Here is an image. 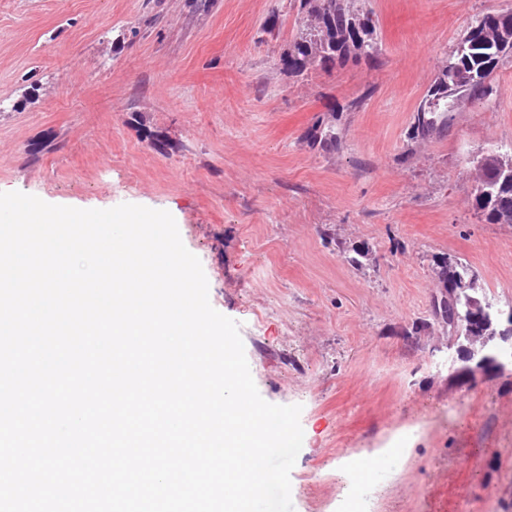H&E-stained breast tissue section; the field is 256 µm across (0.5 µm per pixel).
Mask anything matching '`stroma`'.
Masks as SVG:
<instances>
[{
    "label": "stroma",
    "instance_id": "35a3bbf8",
    "mask_svg": "<svg viewBox=\"0 0 512 512\" xmlns=\"http://www.w3.org/2000/svg\"><path fill=\"white\" fill-rule=\"evenodd\" d=\"M366 6L379 62L293 77L290 0H0V192L174 217L262 398L302 407L294 512H512V371L458 378L428 319L449 258L512 309V227L473 208L470 177L512 145V59L494 100L412 131L458 39L512 0ZM329 116L337 149L311 148ZM356 457L378 466L357 492Z\"/></svg>",
    "mask_w": 512,
    "mask_h": 512
}]
</instances>
